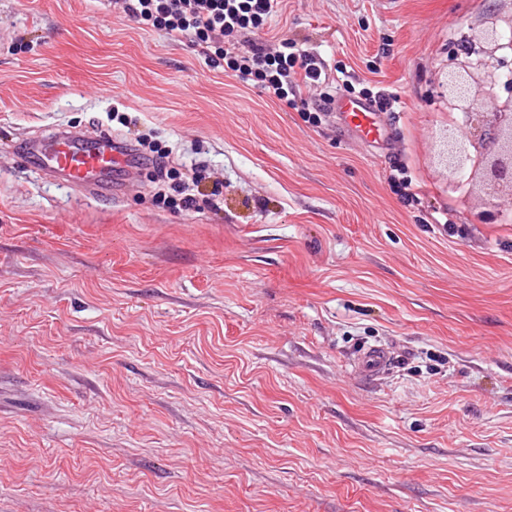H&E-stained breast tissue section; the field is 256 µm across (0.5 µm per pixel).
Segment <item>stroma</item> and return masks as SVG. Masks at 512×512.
<instances>
[{
    "mask_svg": "<svg viewBox=\"0 0 512 512\" xmlns=\"http://www.w3.org/2000/svg\"><path fill=\"white\" fill-rule=\"evenodd\" d=\"M511 15L282 0L256 41L399 97L381 150L113 0H0V512H512V196L443 144L450 74ZM503 74L471 70L475 108ZM97 128L198 168L195 206L146 166L113 199L22 152ZM389 341L362 380L354 351ZM389 181L393 192L404 206H413L418 202L416 185L413 183L407 164L395 159L391 165ZM354 365L361 377L373 380L387 374L393 367L396 355L385 344L363 347L354 356Z\"/></svg>",
    "mask_w": 512,
    "mask_h": 512,
    "instance_id": "1",
    "label": "stroma"
}]
</instances>
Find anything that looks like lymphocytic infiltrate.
<instances>
[{
	"instance_id": "obj_1",
	"label": "lymphocytic infiltrate",
	"mask_w": 512,
	"mask_h": 512,
	"mask_svg": "<svg viewBox=\"0 0 512 512\" xmlns=\"http://www.w3.org/2000/svg\"><path fill=\"white\" fill-rule=\"evenodd\" d=\"M124 10L144 29L173 41H188L205 59L223 61L239 81L302 112L305 120L321 124L335 93H358L393 111L396 100L383 91L356 88L352 80L332 77L325 60L279 39L275 47L252 41L276 13L281 0H122ZM317 91L315 101L304 90Z\"/></svg>"
}]
</instances>
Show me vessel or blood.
Returning a JSON list of instances; mask_svg holds the SVG:
<instances>
[{
  "mask_svg": "<svg viewBox=\"0 0 512 512\" xmlns=\"http://www.w3.org/2000/svg\"><path fill=\"white\" fill-rule=\"evenodd\" d=\"M336 116L342 129L363 141L378 146L386 141V124L376 105L344 94L335 97ZM29 158L46 175L99 194L119 196L124 188L118 173H131L137 167L133 151L111 133L97 129L87 133L59 130L50 136L29 142ZM396 355L385 344L358 350L354 365L361 377L372 380L387 374Z\"/></svg>",
  "mask_w": 512,
  "mask_h": 512,
  "instance_id": "obj_1",
  "label": "vessel or blood"
}]
</instances>
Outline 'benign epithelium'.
Masks as SVG:
<instances>
[{
	"mask_svg": "<svg viewBox=\"0 0 512 512\" xmlns=\"http://www.w3.org/2000/svg\"><path fill=\"white\" fill-rule=\"evenodd\" d=\"M488 42L491 52L502 53L506 61L512 53V42L503 41V33L492 29ZM454 99L466 118V136L448 133V163L456 171L468 165L483 166V176L489 189L497 193L506 190L512 196V97L495 112H475L471 107V86L463 79L452 85Z\"/></svg>",
	"mask_w": 512,
	"mask_h": 512,
	"instance_id": "1",
	"label": "benign epithelium"
}]
</instances>
